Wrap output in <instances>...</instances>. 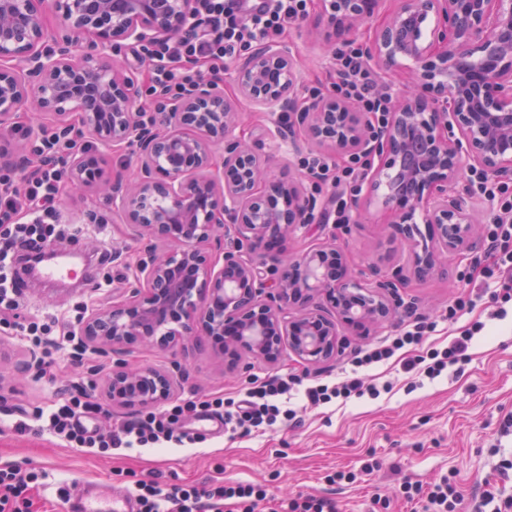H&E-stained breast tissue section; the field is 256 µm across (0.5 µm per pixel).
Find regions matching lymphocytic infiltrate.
Segmentation results:
<instances>
[{"mask_svg":"<svg viewBox=\"0 0 512 512\" xmlns=\"http://www.w3.org/2000/svg\"><path fill=\"white\" fill-rule=\"evenodd\" d=\"M309 0H196L197 23L179 38L149 52L156 65L151 75V91L177 98L199 77V65L210 64L220 71L226 62L237 59L253 44L276 39L289 24L308 11ZM337 95L356 99L366 111L383 116L389 109V94L380 92L368 69L362 49L347 46L337 53ZM64 144L56 137L42 138L36 154L50 159L49 167L39 169L20 188L0 193V224H12L14 214L28 213L27 222L12 224L7 236L0 237V309L18 307L19 269L30 255L71 236V229L50 223L61 197L65 157ZM470 181L488 200L496 202L499 214L485 226L487 243L484 255L476 257L479 286L467 297L449 304L444 315L456 323L464 315L485 306L486 320H474L446 346L428 345L436 322L417 321L399 329L380 344L357 353L351 369L340 381L329 383L291 373L273 376L247 389L241 399L207 401L193 396L170 409L150 412L117 428L93 432L79 424L80 417L98 413L99 405L89 396L59 399L45 415L44 426L71 448H87L107 454L118 448H151L164 443H196L198 433L188 430L191 413L212 415L224 424V433L234 439L260 434L279 423L293 421L297 412L290 406L294 396H302L310 405L321 406L334 400L378 398L391 392L392 382L369 383L366 369L397 360L403 373L417 380H434L445 374L462 373L470 360L469 348L486 328L487 320H504L512 304V185L489 180L486 175H471ZM37 473H24L15 466L0 467V512H29L31 491L38 483ZM137 512H223L221 504L229 500L237 512H255L265 500V490L249 482H212L203 484H165L158 479L134 481L129 489ZM407 503H419L423 512H458L462 495L452 477L444 476L429 486L403 483L400 493Z\"/></svg>","mask_w":512,"mask_h":512,"instance_id":"lymphocytic-infiltrate-1","label":"lymphocytic infiltrate"}]
</instances>
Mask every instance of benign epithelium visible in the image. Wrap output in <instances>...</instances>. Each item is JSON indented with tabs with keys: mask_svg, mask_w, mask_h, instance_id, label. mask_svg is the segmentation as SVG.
<instances>
[{
	"mask_svg": "<svg viewBox=\"0 0 512 512\" xmlns=\"http://www.w3.org/2000/svg\"><path fill=\"white\" fill-rule=\"evenodd\" d=\"M195 0H0V126L42 128L67 144L76 126L100 143L136 144L139 174L112 180L99 154L70 157L74 185L112 198L131 233L151 242L135 285L112 304L91 309L79 339L94 353L127 354L154 346L176 356L203 336L234 367L244 356L278 361L283 343L301 360L322 363L342 348V335L363 336L396 311L391 297L405 285L395 272L365 286L336 273L344 262L331 243L296 257L288 235L318 222L316 197L272 180L248 145L241 113L219 84L202 80L161 102V124L136 111L134 71L105 53L114 40L142 47L169 41L195 20ZM377 0H328L327 19L348 31L369 19ZM48 13L64 33L43 24ZM370 53L385 66L415 62L383 125L355 102L318 96L301 102L286 42L261 43L234 68L239 92L282 135L350 152L366 162L369 194L387 188L382 204L407 242L424 213L432 245L414 252L413 272L431 275L435 247L480 245L474 193L452 191L464 170L512 180V0H401L374 33ZM222 147V161L215 148ZM231 239L217 260L207 243ZM166 248L160 250L156 243ZM173 390L168 374L119 359L104 392L110 404L152 408Z\"/></svg>",
	"mask_w": 512,
	"mask_h": 512,
	"instance_id": "benign-epithelium-1",
	"label": "benign epithelium"
}]
</instances>
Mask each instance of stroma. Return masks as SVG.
<instances>
[{"instance_id":"35a3bbf8","label":"stroma","mask_w":512,"mask_h":512,"mask_svg":"<svg viewBox=\"0 0 512 512\" xmlns=\"http://www.w3.org/2000/svg\"><path fill=\"white\" fill-rule=\"evenodd\" d=\"M323 6V0H312L307 15L289 25L283 36L294 48L297 95L303 101L315 93L332 94L336 50L348 42L368 46L375 29L398 8L399 0H378L373 17L349 33L328 27ZM219 83L235 100L247 131L259 140V152L271 178L299 182L305 193L318 198L325 212H332L335 188L331 182L310 178L300 160L321 156L332 168L340 169L348 164L349 154L307 142L301 143L298 153H289L287 143L264 139L268 117L239 95L232 68L220 72ZM74 139L77 146L98 150L113 178L127 181L135 177V147L109 148L81 128L75 130ZM60 209L80 229L76 240H62V247L75 243L96 250L105 247L118 257L97 267L96 277L104 282V289L64 291L27 286L19 308L0 313V464L43 473L41 485L31 492L33 512H71L70 504L59 496L63 489L72 494L82 489L123 492L132 481L151 478L169 484L252 482L263 486L271 498L329 496L335 498L338 512H368L375 495L389 500L386 512H414V505L400 501V484L426 485L451 473L464 496L465 512H470L475 497L484 489L494 486L512 495V470L500 468L502 460H512V429L502 428L504 416L512 412L511 319L495 322L487 335L474 340L471 360L459 376H443L412 390L407 376L394 365H381L369 374L378 382L394 380L391 393L374 400L301 406L296 423L263 434L231 440L208 433L201 442L186 447L122 448L101 457L85 448L67 447L34 427L16 430L14 423L21 416H34L62 393L82 389L102 405L91 427L108 428L135 416L134 411L106 402L103 385L112 368V356L92 354L71 343L57 354L52 366L23 369L33 346L21 339L20 323L55 315L60 327L78 328L92 306L111 304L113 296L130 286L135 265L148 247L147 240L132 237L120 218L113 216L110 200L88 190L76 191L72 178L64 180ZM329 239L342 252L352 279L368 280L375 274L386 277L398 270L406 278L405 287L398 291L401 305L395 319L372 329L369 335L350 337L348 346L335 358L311 365L285 349L276 364L245 358L229 368L222 355L205 345L176 357L155 347H140L128 353V361L171 373L176 402L193 395L234 398L253 379L288 372L333 379L356 353L394 334L408 315L437 317L449 301L467 294L461 276L471 271L472 254L448 257L443 271L416 278L408 250L389 225L380 202H370L362 210L353 207L349 223H321L299 230L287 247L301 254ZM370 458L382 461L381 471L350 486L325 482L327 473L359 469Z\"/></svg>"}]
</instances>
